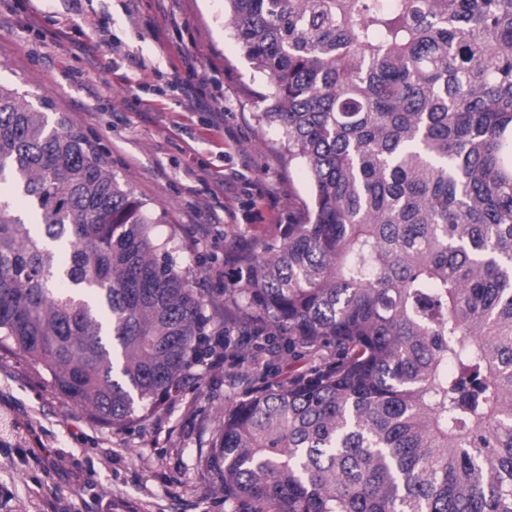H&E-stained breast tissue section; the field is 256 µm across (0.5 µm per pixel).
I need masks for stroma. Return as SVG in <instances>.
I'll list each match as a JSON object with an SVG mask.
<instances>
[{
  "instance_id": "1",
  "label": "stroma",
  "mask_w": 512,
  "mask_h": 512,
  "mask_svg": "<svg viewBox=\"0 0 512 512\" xmlns=\"http://www.w3.org/2000/svg\"><path fill=\"white\" fill-rule=\"evenodd\" d=\"M147 60L148 69L132 63ZM0 81L49 101L108 156L164 223L176 269L217 320L236 317L237 251L275 239L312 187L259 115L271 87L234 40L224 0H0ZM298 364L242 343L192 365L149 417L115 429L64 397L42 367L0 349V512H253L198 464L225 411Z\"/></svg>"
}]
</instances>
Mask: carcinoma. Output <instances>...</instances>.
<instances>
[{
	"label": "carcinoma",
	"instance_id": "cac0c4a2",
	"mask_svg": "<svg viewBox=\"0 0 512 512\" xmlns=\"http://www.w3.org/2000/svg\"><path fill=\"white\" fill-rule=\"evenodd\" d=\"M309 204L206 313L161 222L0 83V348L125 426L245 333L307 368L202 465L258 512H512V0H224Z\"/></svg>",
	"mask_w": 512,
	"mask_h": 512
}]
</instances>
